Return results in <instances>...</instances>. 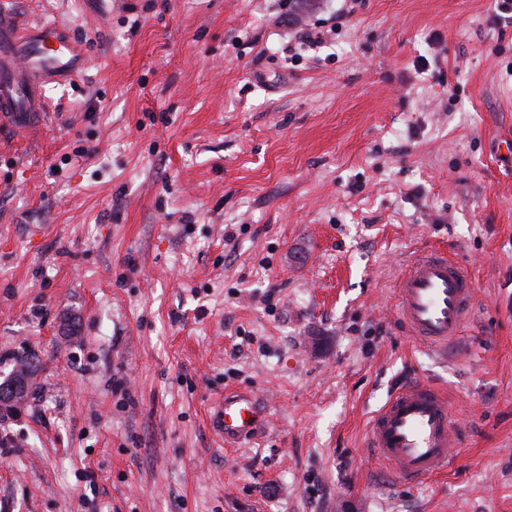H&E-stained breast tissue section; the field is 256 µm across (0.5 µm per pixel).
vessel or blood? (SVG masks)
Instances as JSON below:
<instances>
[{"label": "vessel or blood", "instance_id": "obj_1", "mask_svg": "<svg viewBox=\"0 0 512 512\" xmlns=\"http://www.w3.org/2000/svg\"><path fill=\"white\" fill-rule=\"evenodd\" d=\"M87 57L68 29L55 22L23 26L0 13V123L31 129L48 111L45 88L82 76ZM399 315L411 336L446 353L468 323L475 305L472 276L447 251L416 255L397 283ZM264 413L252 394L225 395L212 427L234 445L254 433ZM368 448L401 482L425 480L447 470L462 441L440 389L418 382L399 386L374 415Z\"/></svg>", "mask_w": 512, "mask_h": 512}]
</instances>
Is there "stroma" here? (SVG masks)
Returning a JSON list of instances; mask_svg holds the SVG:
<instances>
[{"mask_svg": "<svg viewBox=\"0 0 512 512\" xmlns=\"http://www.w3.org/2000/svg\"><path fill=\"white\" fill-rule=\"evenodd\" d=\"M87 46L0 127V512H512V16L497 0H0ZM323 43L296 45L298 29ZM470 267L447 355L396 279ZM459 416L447 473L366 447L397 386ZM252 390L260 429L210 425ZM24 395L21 394L18 382L14 379L5 381L0 385V413L17 410L23 404Z\"/></svg>", "mask_w": 512, "mask_h": 512, "instance_id": "35a3bbf8", "label": "stroma"}]
</instances>
